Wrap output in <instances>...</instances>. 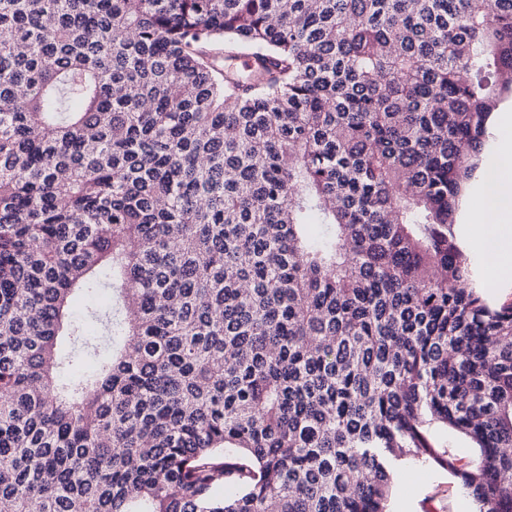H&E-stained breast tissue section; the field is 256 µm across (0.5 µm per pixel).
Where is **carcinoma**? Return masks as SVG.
Here are the masks:
<instances>
[{"mask_svg":"<svg viewBox=\"0 0 512 512\" xmlns=\"http://www.w3.org/2000/svg\"><path fill=\"white\" fill-rule=\"evenodd\" d=\"M509 92L512 0H0V512H512L453 232ZM433 438L439 447H452L458 449L459 457L462 459L460 464L471 463L475 459V453L472 449V442L460 435L449 432L444 428H434ZM392 512H472L475 507L464 496L459 480L436 465L423 467L406 461L398 468Z\"/></svg>","mask_w":512,"mask_h":512,"instance_id":"obj_1","label":"carcinoma"}]
</instances>
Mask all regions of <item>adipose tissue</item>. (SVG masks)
<instances>
[{
  "label": "adipose tissue",
  "mask_w": 512,
  "mask_h": 512,
  "mask_svg": "<svg viewBox=\"0 0 512 512\" xmlns=\"http://www.w3.org/2000/svg\"><path fill=\"white\" fill-rule=\"evenodd\" d=\"M492 124L495 148L462 205L461 221L482 240V260L505 288L512 285V113H494Z\"/></svg>",
  "instance_id": "adipose-tissue-1"
}]
</instances>
